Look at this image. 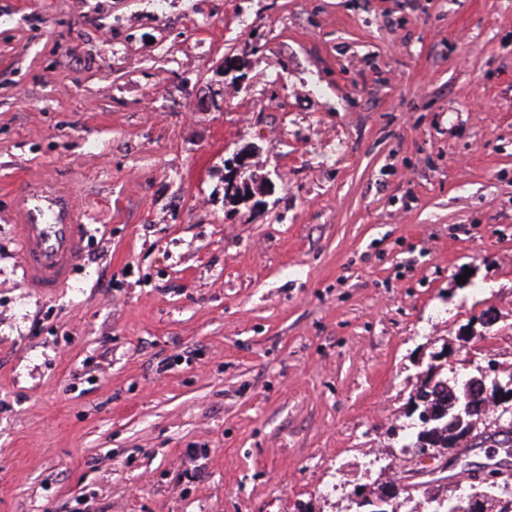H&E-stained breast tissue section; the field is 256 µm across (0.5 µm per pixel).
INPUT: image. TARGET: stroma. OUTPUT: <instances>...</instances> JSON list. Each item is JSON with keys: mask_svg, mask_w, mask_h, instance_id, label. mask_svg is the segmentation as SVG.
Instances as JSON below:
<instances>
[{"mask_svg": "<svg viewBox=\"0 0 512 512\" xmlns=\"http://www.w3.org/2000/svg\"><path fill=\"white\" fill-rule=\"evenodd\" d=\"M43 173L91 226L50 297L11 217ZM491 363L512 0H0V512L464 503L402 446L423 375Z\"/></svg>", "mask_w": 512, "mask_h": 512, "instance_id": "obj_1", "label": "stroma"}]
</instances>
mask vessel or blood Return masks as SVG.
Here are the masks:
<instances>
[{
    "label": "vessel or blood",
    "instance_id": "1",
    "mask_svg": "<svg viewBox=\"0 0 512 512\" xmlns=\"http://www.w3.org/2000/svg\"><path fill=\"white\" fill-rule=\"evenodd\" d=\"M12 219L27 287L51 293L73 277L90 233L83 214L51 178L25 180L14 200Z\"/></svg>",
    "mask_w": 512,
    "mask_h": 512
}]
</instances>
